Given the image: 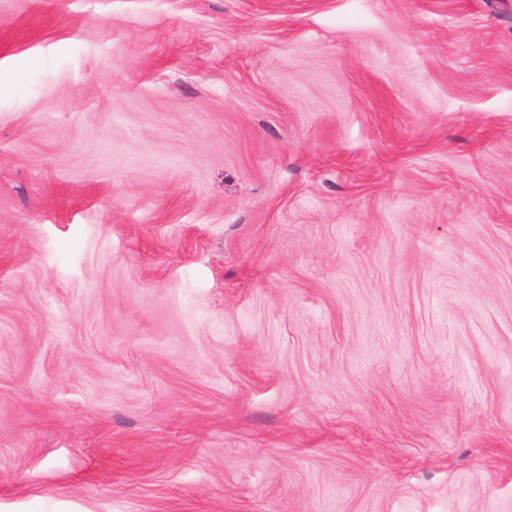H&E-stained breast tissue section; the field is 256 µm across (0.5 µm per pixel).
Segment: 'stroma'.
<instances>
[{
    "label": "stroma",
    "instance_id": "obj_1",
    "mask_svg": "<svg viewBox=\"0 0 512 512\" xmlns=\"http://www.w3.org/2000/svg\"><path fill=\"white\" fill-rule=\"evenodd\" d=\"M0 512H512V0H0Z\"/></svg>",
    "mask_w": 512,
    "mask_h": 512
}]
</instances>
